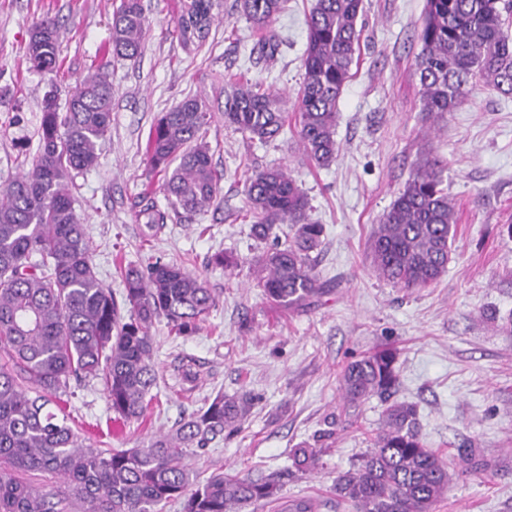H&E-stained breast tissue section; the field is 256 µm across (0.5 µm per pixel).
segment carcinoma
I'll return each instance as SVG.
<instances>
[{"label":"carcinoma","instance_id":"cac0c4a2","mask_svg":"<svg viewBox=\"0 0 512 512\" xmlns=\"http://www.w3.org/2000/svg\"><path fill=\"white\" fill-rule=\"evenodd\" d=\"M215 0H186L178 27L183 42L203 40ZM284 0H240L253 26L267 33ZM362 0H315L308 16L304 73L296 124L304 152L319 166L336 159L339 98L360 48ZM512 0H426L417 34L421 111L452 112L477 85L512 94V36L506 17ZM147 19L141 0H120L113 11L111 54L141 56ZM59 31L44 16L30 30L26 62L52 73L58 67ZM108 63L88 71L59 111L45 95L39 150L32 168L0 188V512H162L177 501L181 512H245L268 505L278 512H315L311 499L283 500L273 476L217 472L198 484L184 458L213 439L238 432L252 409L246 395L220 394L144 448L86 445L63 409L48 408L73 378L99 379L112 412L144 418L157 386L153 322L165 318L178 336L195 333L216 301L202 279L160 259L122 272L123 303L98 278L70 185L95 167L112 126ZM279 93L256 84L224 90V122L262 143L275 140L287 115ZM213 115L188 98L158 119L148 141V164L164 173L163 192L174 211L196 214L214 204L221 175L212 164L207 134ZM436 160L419 163L383 215L369 242L378 278L401 288H424L447 268L457 234L455 204ZM251 233L272 246L255 259L256 286L286 311H304L324 288L308 264L322 243L323 226L308 221L309 202L281 168L253 172L245 181ZM144 236H157L168 214L150 194L135 203ZM292 236L278 243L277 230ZM397 353L382 348L350 361L339 387L351 405L377 396L387 402L372 448L339 474L336 497L352 512H434L452 480L448 464L417 430L414 404L392 399ZM294 467L322 466V450L300 445ZM52 475L44 490L31 475Z\"/></svg>","mask_w":512,"mask_h":512}]
</instances>
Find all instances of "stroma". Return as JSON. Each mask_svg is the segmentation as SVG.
I'll return each mask as SVG.
<instances>
[{
  "label": "stroma",
  "instance_id": "obj_1",
  "mask_svg": "<svg viewBox=\"0 0 512 512\" xmlns=\"http://www.w3.org/2000/svg\"><path fill=\"white\" fill-rule=\"evenodd\" d=\"M119 3L0 0V186L38 152L45 92L66 104L105 55ZM313 3L286 0L273 24L278 50L268 59L236 0H222L206 40L189 46L178 31L182 0H142L145 48L137 60H112L111 133L96 167L74 180V208L114 295L123 292L120 266L160 258L201 275L216 306L190 336L170 335L165 320L153 323L158 388L144 419L117 417L102 385L85 379L72 381L63 407L87 443L140 448L217 394H249L254 406L238 433L190 450L197 481L217 471L272 474L287 498L314 499L318 512H350L333 485L370 448L383 404L373 397L346 408L339 374L388 346L398 353L396 399L416 405L420 435L453 475L435 512H512V331L484 317L489 308L512 312V95L482 89L454 111L422 112L413 72L426 0H363L360 51L338 102L335 161L321 167L309 159L292 122L270 144L252 141L225 124L224 86L261 83L293 111ZM46 14L60 23L62 67L53 73L25 63L30 28ZM195 95L214 115L208 140L222 175L217 200L204 213L172 215L145 239L133 207L139 194L151 191L160 210L171 209L163 174L148 165L150 131ZM427 157L445 166L458 232L439 280L405 290L375 275L369 240ZM265 167L295 180L311 221L324 227L309 263L325 292L303 313L267 303L250 274L263 246L250 236L244 182ZM218 251L238 258L233 273L211 265ZM303 442L324 450L315 472L291 466L289 453Z\"/></svg>",
  "mask_w": 512,
  "mask_h": 512
}]
</instances>
